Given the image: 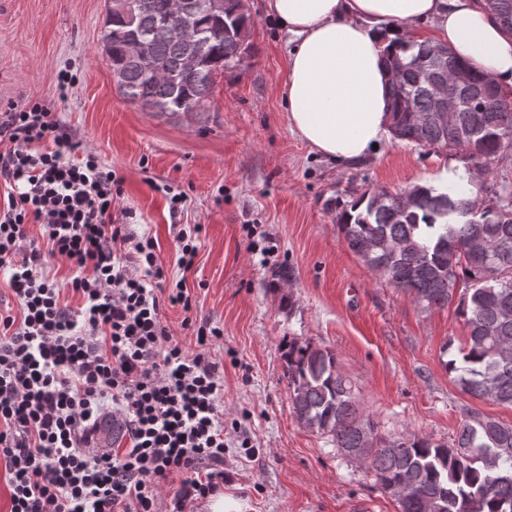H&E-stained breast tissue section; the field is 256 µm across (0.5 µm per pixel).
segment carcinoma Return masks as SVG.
Masks as SVG:
<instances>
[{"instance_id":"cac0c4a2","label":"carcinoma","mask_w":512,"mask_h":512,"mask_svg":"<svg viewBox=\"0 0 512 512\" xmlns=\"http://www.w3.org/2000/svg\"><path fill=\"white\" fill-rule=\"evenodd\" d=\"M170 2L126 0L127 12L107 11L104 50L127 100L157 112H197L217 76L251 51L250 17L242 0H180L177 32L168 21ZM484 9L512 32V0H484ZM135 38L148 45L142 60L127 52ZM383 63L402 72L389 89L394 138L460 151L484 176L512 154V102L500 89L488 97L484 76L473 70L467 91L453 90V123L436 120L431 81L444 82L464 66L448 46L408 41ZM477 194L486 199L482 209L432 186L402 195L366 190L336 223L348 249L417 304L458 302L468 337L446 363L448 372L463 392L512 407V182L506 175L483 180ZM285 358L299 422L364 458L400 512H512V424L469 415L450 445L416 434L386 441L335 353L293 343Z\"/></svg>"}]
</instances>
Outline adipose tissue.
<instances>
[{
  "instance_id": "ef3b65f1",
  "label": "adipose tissue",
  "mask_w": 512,
  "mask_h": 512,
  "mask_svg": "<svg viewBox=\"0 0 512 512\" xmlns=\"http://www.w3.org/2000/svg\"><path fill=\"white\" fill-rule=\"evenodd\" d=\"M294 46L284 98L293 132L341 164L390 139L389 82L382 59L391 41L429 24L458 59L512 88V35L477 0H267Z\"/></svg>"
}]
</instances>
